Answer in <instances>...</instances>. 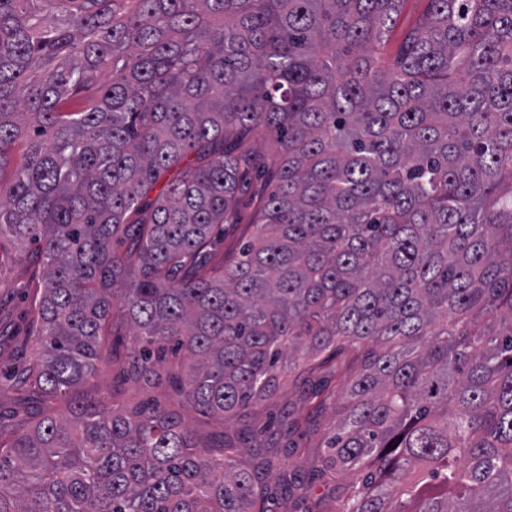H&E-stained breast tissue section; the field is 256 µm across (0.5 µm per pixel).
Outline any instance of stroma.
Listing matches in <instances>:
<instances>
[{
	"label": "stroma",
	"instance_id": "stroma-1",
	"mask_svg": "<svg viewBox=\"0 0 512 512\" xmlns=\"http://www.w3.org/2000/svg\"><path fill=\"white\" fill-rule=\"evenodd\" d=\"M34 272L33 263L26 258L15 257L0 264V374L27 361L34 349L30 328ZM98 390L103 396L114 397L117 403L128 407L147 400L172 405L179 400L173 385L139 391L120 384L111 371L100 377ZM314 406L310 394L302 388L283 384L271 398L238 422L225 423L188 408L183 410L182 417L203 442L215 447L222 445L224 434L239 428L254 432L262 439L275 438L279 471L291 472L299 462L307 465L303 474L304 502L299 512H340L342 501L336 489L347 484V476L324 475L315 466L322 453V434L333 425L335 418L329 413L316 414ZM286 411L293 413L300 427L293 435L283 437L278 432V420Z\"/></svg>",
	"mask_w": 512,
	"mask_h": 512
}]
</instances>
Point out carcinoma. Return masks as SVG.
I'll return each mask as SVG.
<instances>
[{
    "mask_svg": "<svg viewBox=\"0 0 512 512\" xmlns=\"http://www.w3.org/2000/svg\"><path fill=\"white\" fill-rule=\"evenodd\" d=\"M403 2L0 0V252L41 265L9 382L49 403L0 420V512H266L265 446L108 406L114 365L226 421L302 380L342 512H512V0H428L390 64ZM244 214V221L237 226L229 224L224 225V240L218 241L216 250L218 254L232 257L234 256L241 245L251 235V228L248 227L247 220L252 212V206H247L242 209Z\"/></svg>",
    "mask_w": 512,
    "mask_h": 512,
    "instance_id": "cac0c4a2",
    "label": "carcinoma"
}]
</instances>
